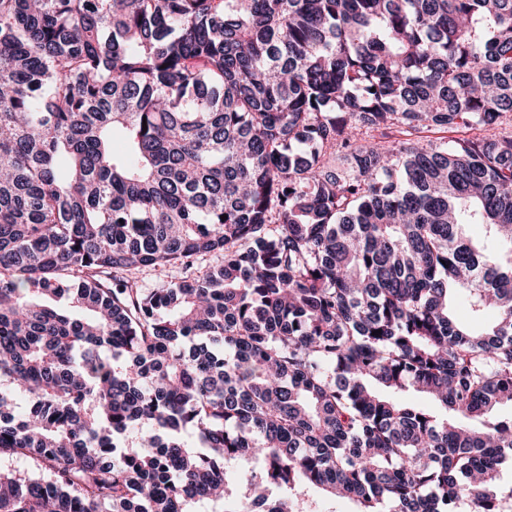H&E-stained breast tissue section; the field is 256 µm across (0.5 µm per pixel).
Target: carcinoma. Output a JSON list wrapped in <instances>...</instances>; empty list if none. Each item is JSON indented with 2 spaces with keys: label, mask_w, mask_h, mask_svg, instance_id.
<instances>
[{
  "label": "carcinoma",
  "mask_w": 512,
  "mask_h": 512,
  "mask_svg": "<svg viewBox=\"0 0 512 512\" xmlns=\"http://www.w3.org/2000/svg\"><path fill=\"white\" fill-rule=\"evenodd\" d=\"M508 121L512 0H0V512L512 499Z\"/></svg>",
  "instance_id": "1"
}]
</instances>
